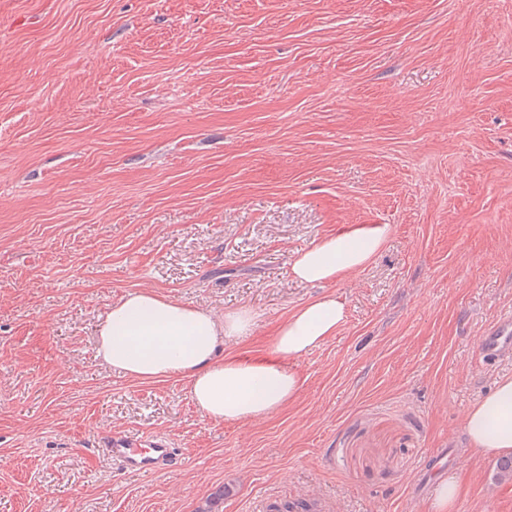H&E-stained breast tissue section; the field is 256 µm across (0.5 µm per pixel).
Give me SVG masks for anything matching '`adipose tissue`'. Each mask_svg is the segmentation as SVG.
Wrapping results in <instances>:
<instances>
[{"mask_svg": "<svg viewBox=\"0 0 512 512\" xmlns=\"http://www.w3.org/2000/svg\"><path fill=\"white\" fill-rule=\"evenodd\" d=\"M384 224H355L299 252L290 264L301 284H333L367 265L382 249ZM346 303L336 294L309 301L281 323L267 357L228 355L225 342L249 333L248 312L211 311L138 290L102 316L97 356L108 368L138 380L186 381L207 419L239 422L265 416L292 402L301 386L296 361L320 347L344 324ZM471 449L485 456L512 455V378L496 382L465 420Z\"/></svg>", "mask_w": 512, "mask_h": 512, "instance_id": "1", "label": "adipose tissue"}]
</instances>
